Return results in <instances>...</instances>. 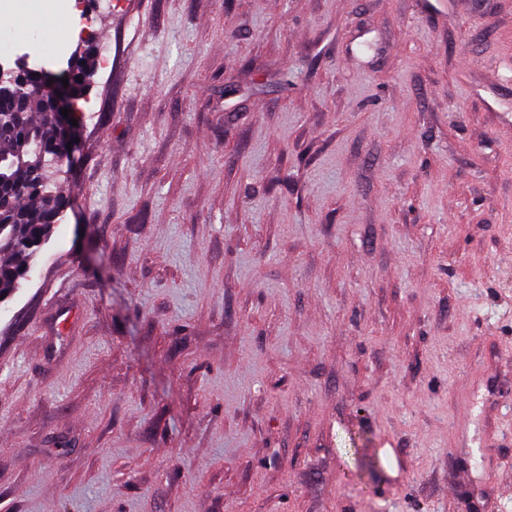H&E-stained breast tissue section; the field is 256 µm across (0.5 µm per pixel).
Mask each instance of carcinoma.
Returning <instances> with one entry per match:
<instances>
[{
  "label": "carcinoma",
  "mask_w": 512,
  "mask_h": 512,
  "mask_svg": "<svg viewBox=\"0 0 512 512\" xmlns=\"http://www.w3.org/2000/svg\"><path fill=\"white\" fill-rule=\"evenodd\" d=\"M15 101L7 93L0 96V112L9 124L8 134L0 137V155L8 163L0 167V179L5 184L19 185L21 191L10 194L0 210V297L14 292L27 277L28 259L41 246L44 235L54 227L68 200L55 191L61 176H56L39 191L26 190L31 173L54 164L64 171L60 161V143L56 127L49 124L41 99L35 98L25 111L14 112Z\"/></svg>",
  "instance_id": "cac0c4a2"
}]
</instances>
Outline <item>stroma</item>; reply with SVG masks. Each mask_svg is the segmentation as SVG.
<instances>
[{
	"mask_svg": "<svg viewBox=\"0 0 512 512\" xmlns=\"http://www.w3.org/2000/svg\"><path fill=\"white\" fill-rule=\"evenodd\" d=\"M447 3L16 38L100 117L0 301V512H512V0Z\"/></svg>",
	"mask_w": 512,
	"mask_h": 512,
	"instance_id": "obj_1",
	"label": "stroma"
}]
</instances>
